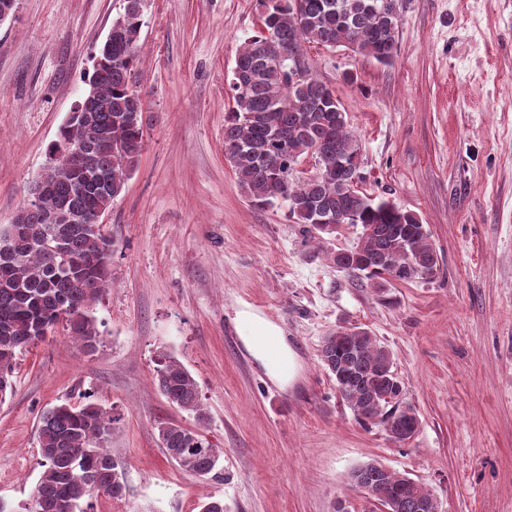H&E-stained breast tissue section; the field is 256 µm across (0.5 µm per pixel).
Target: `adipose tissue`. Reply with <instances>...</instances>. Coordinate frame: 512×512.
<instances>
[{
  "label": "adipose tissue",
  "mask_w": 512,
  "mask_h": 512,
  "mask_svg": "<svg viewBox=\"0 0 512 512\" xmlns=\"http://www.w3.org/2000/svg\"><path fill=\"white\" fill-rule=\"evenodd\" d=\"M240 318L249 329L242 341L251 356L271 380L288 385L291 379L288 369L294 364V354L282 329L248 311L241 312Z\"/></svg>",
  "instance_id": "obj_1"
}]
</instances>
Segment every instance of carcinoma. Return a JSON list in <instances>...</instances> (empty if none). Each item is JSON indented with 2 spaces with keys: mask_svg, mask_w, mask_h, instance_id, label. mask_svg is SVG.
Instances as JSON below:
<instances>
[{
  "mask_svg": "<svg viewBox=\"0 0 512 512\" xmlns=\"http://www.w3.org/2000/svg\"><path fill=\"white\" fill-rule=\"evenodd\" d=\"M261 26L237 50L229 87L234 105L224 115V156L250 200L265 208L283 200L288 216L317 235L336 230L320 226L315 205L328 208L337 223L361 227L347 259H368L372 269L361 278L383 287L387 257L396 263L395 279L410 282L438 269V256L418 215L395 203L374 198L352 182L362 168V144L350 129L347 113L334 91L320 80L303 55L302 46L343 47L390 65L396 52L403 0H258ZM144 5L125 0L123 13L112 22V58L93 67L90 88L94 104L63 125L49 155L68 146L91 151L92 167L107 172L108 183L94 190L79 187L73 171L60 162L39 177V207L21 224L0 225V237L11 239L14 255L0 257V399L12 388L17 355L42 341L63 322L67 335L81 349L94 353L100 332L92 307L112 283L111 241L74 223L79 212L110 211L137 167L143 151V106L135 102L134 70ZM313 156L314 175L294 171L296 160ZM58 228L69 230L68 255L75 269L62 276L47 242ZM358 355L353 380L342 395L353 414H371L383 424L401 410L398 388L383 374L393 363L390 351L352 327L325 337L321 366L338 378L351 350ZM156 384L166 400L206 420L197 384L176 358L161 354ZM393 392L392 401L369 409L373 396ZM114 418L88 400L64 402L43 413L38 430L42 472L24 512H83L81 504L94 494L121 498L126 486L118 463L105 442ZM168 455L202 480L220 477L224 451L197 430L176 423L159 426ZM403 475L391 472L369 482L373 496L387 501ZM431 496L422 484L400 497L397 512H420Z\"/></svg>",
  "mask_w": 512,
  "mask_h": 512,
  "instance_id": "cac0c4a2",
  "label": "carcinoma"
}]
</instances>
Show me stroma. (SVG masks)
<instances>
[{"instance_id": "35a3bbf8", "label": "stroma", "mask_w": 512, "mask_h": 512, "mask_svg": "<svg viewBox=\"0 0 512 512\" xmlns=\"http://www.w3.org/2000/svg\"><path fill=\"white\" fill-rule=\"evenodd\" d=\"M123 5L17 0L0 24V224L28 202ZM259 25L256 0H146L144 151L102 226L101 344L86 353L58 327L20 354L0 402V501L21 512L40 477L42 413L89 393L115 419L126 494L84 512H200L210 497L224 512H334L359 499L348 475L372 461L426 485L442 512H512V0H405L388 66L304 48L361 140L362 189L417 213L438 254L434 278L380 290L330 259L360 227L312 238L285 202L251 205L224 158L230 69ZM243 310L282 329L288 386L244 348ZM341 326L392 353L420 418L411 442L360 424L320 366ZM163 353L195 378L205 421L157 391ZM164 422L223 448L222 478L171 460Z\"/></svg>"}]
</instances>
